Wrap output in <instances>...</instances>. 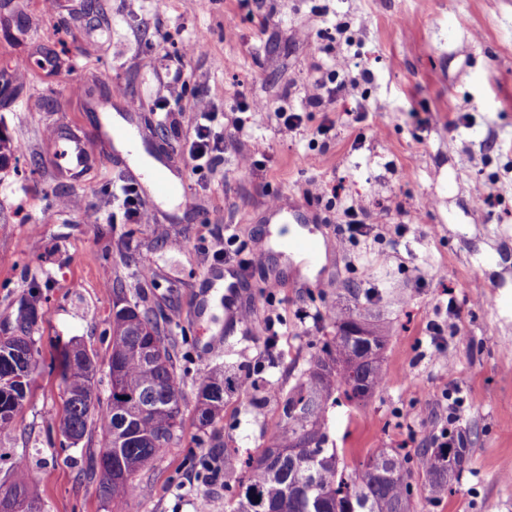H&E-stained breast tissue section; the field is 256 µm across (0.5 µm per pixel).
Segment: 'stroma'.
<instances>
[{"instance_id": "stroma-1", "label": "stroma", "mask_w": 512, "mask_h": 512, "mask_svg": "<svg viewBox=\"0 0 512 512\" xmlns=\"http://www.w3.org/2000/svg\"><path fill=\"white\" fill-rule=\"evenodd\" d=\"M70 2L49 13L43 0H17L38 50L60 65L26 72L0 109V130L23 147L17 168L0 170V333L19 332L23 304L42 313L31 392L0 448L27 461L46 512H107L89 473L97 436L73 445L59 429L61 362L80 343L107 399L112 313L126 303L171 321L184 430L138 473L124 512H195L202 500L229 512L223 481L201 479L195 461L233 449L243 462L268 445L282 394L335 336L340 312L388 338L382 387L328 413L347 463L380 448L415 451L447 426L468 437L470 469L439 500L418 494L417 512H512V307L488 303L494 292L512 297V0H78L77 17ZM355 57L367 79L341 100L304 102L319 66L341 77L339 59ZM175 67L186 96L206 93L218 114L216 163L189 157L190 117L168 94ZM80 81L98 84L108 114L85 109ZM244 97L266 110L241 111ZM123 98L140 102L146 136L185 168L205 220L163 203L156 223H130L109 164L79 187L56 176L50 126L68 122L111 152L94 129ZM282 108L302 113L299 129L279 123ZM314 182L327 194L308 195ZM274 200L303 205L300 227L327 245L314 278L274 251ZM92 207L100 223L86 222ZM351 207L372 231L341 248ZM232 284L241 321L225 309ZM216 336L224 349L213 354ZM224 362L260 388L232 395L203 431L197 389Z\"/></svg>"}]
</instances>
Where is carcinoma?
<instances>
[{"instance_id": "carcinoma-1", "label": "carcinoma", "mask_w": 512, "mask_h": 512, "mask_svg": "<svg viewBox=\"0 0 512 512\" xmlns=\"http://www.w3.org/2000/svg\"><path fill=\"white\" fill-rule=\"evenodd\" d=\"M19 147L0 135V169L16 158ZM337 332L322 342L296 384L281 398L272 444L245 462L236 478L231 512H416L411 474L422 476V490L433 498L451 489L468 469L472 449L458 433L448 432L445 448H419L414 454L381 448L351 467L331 441L326 416L343 390L359 403L384 378L381 350L387 337L372 333L369 357L351 314L336 316ZM175 338L161 327L150 307L125 305L112 315V352L108 360L111 389L106 402L94 397L96 370L87 351L75 346L62 362L65 414L62 435L72 444L99 424L100 448L91 471L113 512L134 489L136 475L182 439L183 391L176 372ZM38 349L23 335L0 344V436L15 429L16 415L31 391L25 369L35 370ZM237 391L232 376L214 369L197 391L199 428L212 425ZM8 484H0V512H43L32 491L34 477L20 459L11 461Z\"/></svg>"}]
</instances>
